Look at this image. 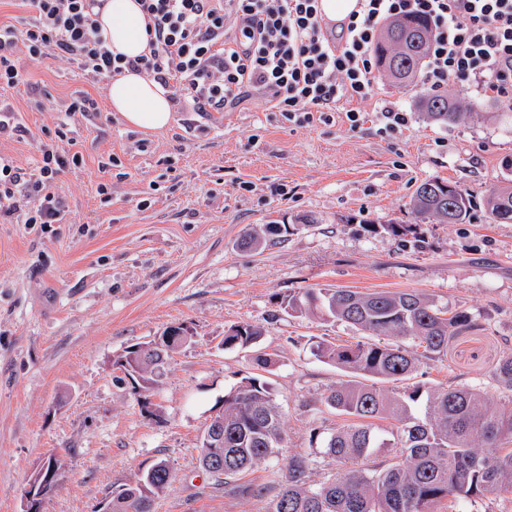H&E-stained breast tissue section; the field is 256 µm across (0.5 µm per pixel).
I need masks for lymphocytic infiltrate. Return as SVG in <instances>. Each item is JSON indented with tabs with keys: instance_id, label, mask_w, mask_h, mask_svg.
<instances>
[{
	"instance_id": "obj_1",
	"label": "lymphocytic infiltrate",
	"mask_w": 512,
	"mask_h": 512,
	"mask_svg": "<svg viewBox=\"0 0 512 512\" xmlns=\"http://www.w3.org/2000/svg\"><path fill=\"white\" fill-rule=\"evenodd\" d=\"M343 21H324L318 0H138L147 19L149 52L133 59L112 53L96 19L104 0H22L34 16L0 24V88L26 80L20 58L47 57L77 65L98 81L142 72L193 111L221 112L246 94L266 95L270 108L306 126L344 111L350 129L372 121L381 135L407 128L409 113L382 102L373 117L350 108L374 95L375 44L382 23L403 14L433 26L423 82L437 90L456 78L480 97L512 102V0H361ZM33 172L0 154V218L25 212L27 223H61L66 205L56 177L83 158L58 142L41 143Z\"/></svg>"
}]
</instances>
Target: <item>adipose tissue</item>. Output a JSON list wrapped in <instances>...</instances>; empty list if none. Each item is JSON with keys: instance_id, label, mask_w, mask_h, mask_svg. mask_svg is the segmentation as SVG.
<instances>
[{"instance_id": "obj_1", "label": "adipose tissue", "mask_w": 512, "mask_h": 512, "mask_svg": "<svg viewBox=\"0 0 512 512\" xmlns=\"http://www.w3.org/2000/svg\"><path fill=\"white\" fill-rule=\"evenodd\" d=\"M99 21L112 52L132 58L147 53L145 16L136 0H106ZM108 97L112 110L132 128L157 131L173 121V104L165 90L145 74L127 71L112 78Z\"/></svg>"}]
</instances>
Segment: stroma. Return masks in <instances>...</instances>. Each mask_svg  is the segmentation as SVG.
I'll list each match as a JSON object with an SVG mask.
<instances>
[{"instance_id":"35a3bbf8","label":"stroma","mask_w":512,"mask_h":512,"mask_svg":"<svg viewBox=\"0 0 512 512\" xmlns=\"http://www.w3.org/2000/svg\"><path fill=\"white\" fill-rule=\"evenodd\" d=\"M19 64L28 87L0 89V105L22 129L0 137V154L32 168L64 121L83 162L55 180L66 215L51 232L0 222V512H24L26 483L51 456L58 485L41 512H97L160 460L172 481L150 512H269L293 456L312 460L311 481L328 479L336 465L322 441L346 419L324 397L347 374L312 347L360 334L286 313L282 301L307 288L417 291L468 311L476 327L413 380L501 395L491 370L512 353V223L493 222L484 200L512 176L504 104L449 80L473 112L439 126L416 109L426 85L382 76L360 108L390 100L410 110L393 137L350 130L338 112L298 127L255 94L224 112H175L169 128L143 132L76 65ZM80 96L96 111L67 114ZM436 177L472 196L469 220L388 233L386 223L415 224L411 196ZM269 222L285 233L240 249L249 228ZM247 322L262 326L260 342L224 348L225 330ZM172 327L188 336L140 395L120 362ZM259 356L274 361L286 446L224 485L200 463L203 432L225 394L259 373Z\"/></svg>"}]
</instances>
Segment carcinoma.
Here are the masks:
<instances>
[{
	"mask_svg": "<svg viewBox=\"0 0 512 512\" xmlns=\"http://www.w3.org/2000/svg\"><path fill=\"white\" fill-rule=\"evenodd\" d=\"M430 25L419 16L394 18L377 41L378 68L395 81L418 85L430 39ZM424 116L440 125L459 122L462 112L446 93H424L416 100ZM492 221L512 223V180L485 199ZM411 213L422 223L461 224L470 214L469 195L456 184L434 178L419 184L410 200ZM252 230L242 245L257 250L263 233ZM285 309L306 315L322 313L387 341L348 345L319 341L313 353L350 374L331 389L326 403L349 423L325 440L323 453L336 462L324 482L309 479L310 462L292 458L288 481L271 512H437L444 499L472 503L512 495V355L502 357L492 375L508 392L506 399L465 386L410 385L421 359L436 358L449 340L473 324L466 310L449 311L416 291L361 292L349 288H310L288 299ZM263 336L261 326L243 323L224 332V347L248 348ZM142 345L126 351L121 366L136 388L150 391L149 367L161 357H142ZM397 422L391 438L382 437L373 421ZM215 424L224 427V453L201 448V463L212 474L231 478L285 446L284 415L271 383L251 376L224 396ZM379 448L394 449L390 463L372 468ZM170 483L165 462L155 463L134 487L112 496L118 512H148V497Z\"/></svg>",
	"mask_w": 512,
	"mask_h": 512,
	"instance_id": "obj_1",
	"label": "carcinoma"
}]
</instances>
